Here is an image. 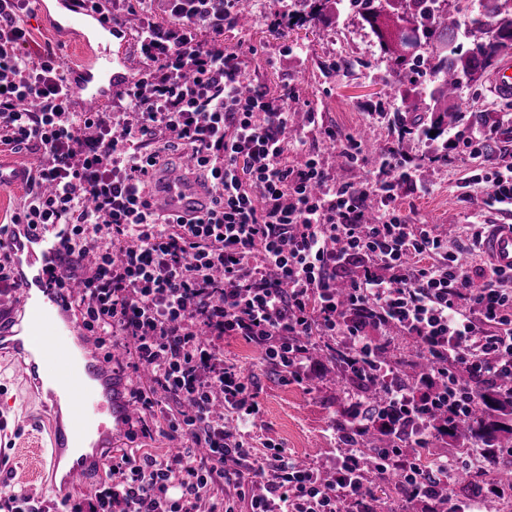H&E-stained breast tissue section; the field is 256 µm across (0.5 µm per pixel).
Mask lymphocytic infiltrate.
Returning a JSON list of instances; mask_svg holds the SVG:
<instances>
[{"label":"lymphocytic infiltrate","mask_w":512,"mask_h":512,"mask_svg":"<svg viewBox=\"0 0 512 512\" xmlns=\"http://www.w3.org/2000/svg\"><path fill=\"white\" fill-rule=\"evenodd\" d=\"M171 25L153 21L151 0H91L113 20L140 19L141 66L102 110L80 111L67 68L52 49L33 50L29 0H0V149L37 155L28 189L9 224L0 225V294L12 288L3 244L10 224H59L67 230L61 278L82 283L71 305L98 347L131 354L126 389L144 414L155 406L139 369L177 404L166 422L180 452L112 457L101 486L64 504V512H349L367 495L364 475L396 469L412 495L436 498L450 475L482 467L470 449L422 469L405 449L366 453L352 432H337L329 470L297 461L280 445L258 454L246 427L259 413L256 394L224 341L258 345L284 381L303 382L322 338L354 354L353 373L382 384L386 408L350 395L361 424L409 431L418 447L433 433L437 408L467 417L478 383L512 380V270L472 265L480 233L449 249L432 225L400 209V192L420 191L416 169L398 149L382 154L364 180L341 182L303 137L288 139L290 87L269 94L244 85L240 51L224 46L239 0H166ZM479 126L454 135L458 155L482 159L475 183H487L498 211L512 212V151H484ZM189 152L213 195L204 216L173 220L149 210L146 196L167 152ZM343 250H336V243ZM346 300L336 279L346 265ZM395 325L430 363L413 385L383 366L362 312ZM231 497H206L215 478ZM264 491L250 495L249 480Z\"/></svg>","instance_id":"f902f5d3"}]
</instances>
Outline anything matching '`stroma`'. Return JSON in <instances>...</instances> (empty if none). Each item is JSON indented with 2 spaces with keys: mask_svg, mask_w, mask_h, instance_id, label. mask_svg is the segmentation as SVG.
<instances>
[{
  "mask_svg": "<svg viewBox=\"0 0 512 512\" xmlns=\"http://www.w3.org/2000/svg\"><path fill=\"white\" fill-rule=\"evenodd\" d=\"M283 8L296 13L298 0H250L252 25L224 32L225 47L245 53L249 83L271 92L289 85L303 115L320 113L324 125L360 138L362 157L400 146L407 158L418 163V176L426 189L401 193L397 203L416 221L435 225L449 246L465 239L471 224L497 218L486 184L471 180L477 160L460 159L447 137L434 140L419 133L404 143L396 142L395 123L426 124L430 115L406 111L398 87L390 83L397 68L394 58L380 51L349 0H326V24L321 29L293 26L280 36H271L266 25L274 12ZM457 104L464 125L493 128L486 145L489 153L512 147V124L505 120L512 114V99L494 95L489 76L463 84ZM303 115L289 128V135H304L308 147L319 151L329 165H336L335 150L321 140L316 129L307 127ZM436 153L445 154V161L430 162V155ZM224 355L249 377L257 394L261 415L252 433L256 451L272 442L296 458L330 468L336 459L332 429L348 410V394L362 393V386L337 387L333 369L327 364L309 383L284 382L257 346L241 340H226ZM154 398L157 406L147 420L148 434L123 436L118 449L143 448L163 457L182 447L180 438L163 433L173 401L161 392ZM41 412L42 406L23 384L16 362L10 356H0V482L8 481L12 490L49 506L53 503L51 490L37 473L43 459L37 446L44 427Z\"/></svg>",
  "mask_w": 512,
  "mask_h": 512,
  "instance_id": "obj_1",
  "label": "stroma"
}]
</instances>
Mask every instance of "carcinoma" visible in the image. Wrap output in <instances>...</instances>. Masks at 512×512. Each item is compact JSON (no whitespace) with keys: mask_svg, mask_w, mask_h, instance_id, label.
<instances>
[{"mask_svg":"<svg viewBox=\"0 0 512 512\" xmlns=\"http://www.w3.org/2000/svg\"><path fill=\"white\" fill-rule=\"evenodd\" d=\"M421 2L419 13L412 15L392 5L378 8L373 5V0H367L362 19L382 52L395 57L401 65L411 60L424 62L433 72L434 83L427 107L433 119L430 126L424 128V134L428 136L434 131L439 135L459 119V110L455 106L459 87L492 70L500 56L512 51V12L503 8L499 0H481L482 11L470 17V23L478 26L480 40L474 42L467 53L461 54L455 41L464 21L446 11L436 10L435 0ZM316 356L323 362H336V384L353 381L342 348L334 349L327 344L316 351ZM376 360L394 366L399 373L410 370L409 380L413 382L430 370V364L423 356L415 353L408 361L399 360L386 346L378 349ZM455 377L460 387L475 390L478 397L475 411L451 422L444 411L435 409L428 414L427 421L436 433L447 434L460 448L468 444L490 449L496 447L498 433L506 429L512 431V418L503 417L505 390L476 385L465 371L456 372ZM337 427L354 432L360 447L367 452L387 448L394 442L390 433L363 427L351 414L337 422ZM508 482L512 483V462L492 451L487 454L484 471L479 477L467 474L453 477L451 489H443L442 497L455 496L454 489L464 484L470 485L471 494L480 495L490 483L502 486Z\"/></svg>","mask_w":512,"mask_h":512,"instance_id":"1","label":"carcinoma"}]
</instances>
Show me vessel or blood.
Returning a JSON list of instances; mask_svg holds the SVG:
<instances>
[{"label":"vessel or blood","instance_id":"vessel-or-blood-1","mask_svg":"<svg viewBox=\"0 0 512 512\" xmlns=\"http://www.w3.org/2000/svg\"><path fill=\"white\" fill-rule=\"evenodd\" d=\"M36 12L59 32L77 41L86 60L71 68L68 78L79 94V105L100 104L123 88L129 62L113 52L134 40L126 26L89 10L86 0H33ZM493 93L512 98V58L503 57L491 79ZM147 201L172 217L205 213L211 205L207 188L187 181L177 170L156 171ZM64 234L59 225L12 226L5 240L11 255L18 299V316L0 321V353L17 360L29 392L42 399L48 413L46 470L57 474L60 490L73 487L101 468L108 449L131 422L115 359L89 343H77L80 327L65 306L72 286L46 284L48 268L60 267ZM480 249L495 267L512 269V224H489Z\"/></svg>","mask_w":512,"mask_h":512}]
</instances>
